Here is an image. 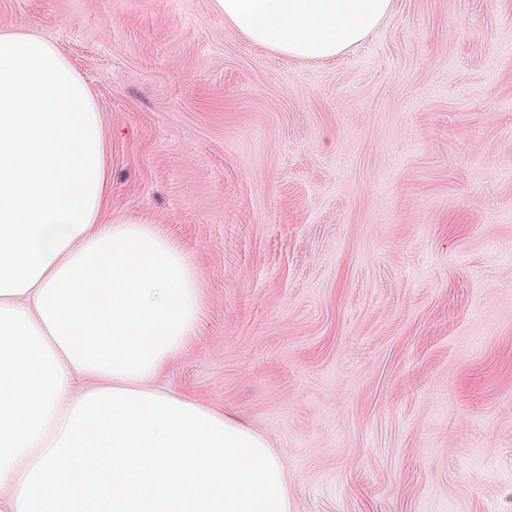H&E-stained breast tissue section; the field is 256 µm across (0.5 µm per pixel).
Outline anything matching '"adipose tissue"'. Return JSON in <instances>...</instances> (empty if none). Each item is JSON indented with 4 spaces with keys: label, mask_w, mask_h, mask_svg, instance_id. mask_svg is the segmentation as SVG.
<instances>
[{
    "label": "adipose tissue",
    "mask_w": 512,
    "mask_h": 512,
    "mask_svg": "<svg viewBox=\"0 0 512 512\" xmlns=\"http://www.w3.org/2000/svg\"><path fill=\"white\" fill-rule=\"evenodd\" d=\"M394 0H213L280 55L329 60ZM110 139L96 97L40 35L0 28V512H289L267 440L175 394L203 294L141 217L104 219Z\"/></svg>",
    "instance_id": "1"
}]
</instances>
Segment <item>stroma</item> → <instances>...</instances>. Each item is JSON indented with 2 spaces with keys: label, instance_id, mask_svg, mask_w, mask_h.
<instances>
[{
  "label": "stroma",
  "instance_id": "35a3bbf8",
  "mask_svg": "<svg viewBox=\"0 0 512 512\" xmlns=\"http://www.w3.org/2000/svg\"><path fill=\"white\" fill-rule=\"evenodd\" d=\"M4 26L93 89L104 217L197 269L161 385L264 436L290 512H512V0H394L327 61L211 0H0Z\"/></svg>",
  "mask_w": 512,
  "mask_h": 512
}]
</instances>
